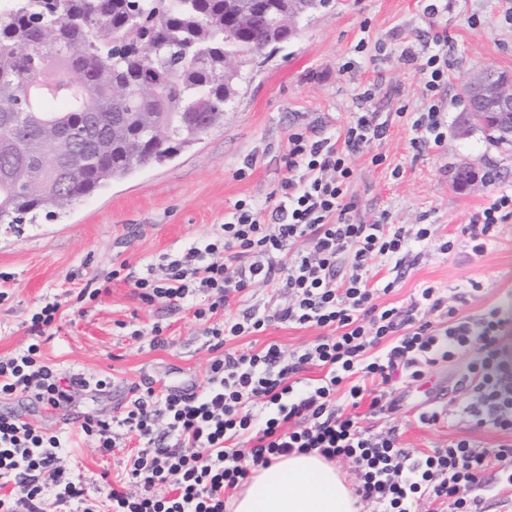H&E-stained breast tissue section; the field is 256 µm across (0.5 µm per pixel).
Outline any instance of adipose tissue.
I'll list each match as a JSON object with an SVG mask.
<instances>
[{
  "mask_svg": "<svg viewBox=\"0 0 512 512\" xmlns=\"http://www.w3.org/2000/svg\"><path fill=\"white\" fill-rule=\"evenodd\" d=\"M357 502L336 466L310 453L256 468L228 507L230 512H358Z\"/></svg>",
  "mask_w": 512,
  "mask_h": 512,
  "instance_id": "adipose-tissue-1",
  "label": "adipose tissue"
}]
</instances>
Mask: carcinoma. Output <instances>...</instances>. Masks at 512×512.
Listing matches in <instances>:
<instances>
[{
	"mask_svg": "<svg viewBox=\"0 0 512 512\" xmlns=\"http://www.w3.org/2000/svg\"><path fill=\"white\" fill-rule=\"evenodd\" d=\"M295 0H11L0 8V224L52 216L224 122ZM238 67L226 68L225 54Z\"/></svg>",
	"mask_w": 512,
	"mask_h": 512,
	"instance_id": "carcinoma-1",
	"label": "carcinoma"
}]
</instances>
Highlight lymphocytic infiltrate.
I'll return each instance as SVG.
<instances>
[{"label":"lymphocytic infiltrate","mask_w":512,"mask_h":512,"mask_svg":"<svg viewBox=\"0 0 512 512\" xmlns=\"http://www.w3.org/2000/svg\"><path fill=\"white\" fill-rule=\"evenodd\" d=\"M401 57L421 75L426 101L399 116L413 147L440 146L448 42L436 37L418 50L408 45ZM370 97L359 94L361 106L339 138L290 134L288 175L265 201L237 200L220 236L170 259L162 276L136 278L141 299L150 303L180 307L196 293L209 296L208 307L193 312L213 340L202 391L150 387L134 391L117 418H85L80 431L100 453L114 451L119 428L148 445L129 456L124 478L105 484L96 497L59 467L62 434L1 412L0 486L11 491L0 495V512H40L49 491L73 512H225L252 468L310 452L351 464L356 493L375 512H415L424 498L432 512H483L484 496L472 489L489 469L495 479L487 494L512 502V442L492 455L468 439L413 451L398 446L395 431L361 424L362 403L378 407L394 385L425 380L433 367L465 355L455 409L433 406L419 413V422L432 427L456 416L512 435V359L500 345L505 321L499 308L459 315L432 285L419 288L405 307L380 301L395 284L375 280V268L402 266L436 240V229L392 223L385 211L368 220L356 216L349 194L354 157L368 151L373 165L385 162L372 150L386 124L368 108ZM510 220L511 188L499 190L464 228L471 252L483 255L498 226ZM257 284L275 289L284 306L272 316L235 313L239 298ZM429 312L445 317V326L426 320ZM274 317L326 334L288 356L275 343L257 351L230 348V341L264 331ZM314 368L319 378L309 377ZM71 385L42 360L38 345L0 360V399L26 393L56 409L68 402Z\"/></svg>","instance_id":"obj_1"}]
</instances>
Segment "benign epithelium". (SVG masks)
I'll use <instances>...</instances> for the list:
<instances>
[{"mask_svg":"<svg viewBox=\"0 0 512 512\" xmlns=\"http://www.w3.org/2000/svg\"><path fill=\"white\" fill-rule=\"evenodd\" d=\"M471 111L467 124L481 127L486 118L508 117L501 132L512 136V75L483 71L466 77Z\"/></svg>","mask_w":512,"mask_h":512,"instance_id":"7a95c632","label":"benign epithelium"}]
</instances>
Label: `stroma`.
Segmentation results:
<instances>
[{
    "label": "stroma",
    "mask_w": 512,
    "mask_h": 512,
    "mask_svg": "<svg viewBox=\"0 0 512 512\" xmlns=\"http://www.w3.org/2000/svg\"><path fill=\"white\" fill-rule=\"evenodd\" d=\"M424 0H328L303 21L296 38L255 67L240 87L224 122L198 143L163 164L114 180L80 198L52 217L32 224H0V359L39 345L44 362L66 375L87 379L72 389L58 410L42 408L20 394L0 400V411L23 413L49 432L77 428L85 417L107 419L124 411L134 387L193 382L204 385L212 357L202 325L192 315L206 306L198 293L189 307L171 308L143 301L133 285L112 280L97 300L82 299L92 278H103L120 264L137 275L159 270L177 255L221 231L237 200H265L286 176L288 137L301 129L322 137L337 136L356 109L362 88L375 89L374 106L392 113L386 137L376 149L386 162L373 166L369 154L354 160L350 189L357 216L389 210L397 224H433L439 238L456 239L450 253L430 243L413 265L379 267L382 280H396L386 302L408 306L417 288L433 285L455 294L463 313L476 315L491 306L512 318V220L500 225L495 244L473 255L462 230L499 189L512 187V146L489 139L480 128L460 133L458 122L467 102L460 84L480 69L512 73V0H447L439 14H424ZM441 36L448 41V131L443 144L417 150L411 131L396 118L400 106L419 110L424 85L413 66L399 56L403 42L415 47ZM401 168L393 178V168ZM480 174L472 187L459 188L457 169ZM47 301L60 305L56 326L38 335L30 319ZM161 327L164 344L152 342ZM322 329L296 328L272 321L260 333L233 340V347L257 350L275 342L285 351L311 344ZM466 358L435 367L429 382L399 387L383 399L369 424L374 430L396 428L404 448H431L466 437L485 450L511 440L508 435L454 419L428 427L417 416L441 390L443 403L460 399L457 381ZM110 381L106 391L92 383ZM120 447L102 455L90 441L62 449L66 473L82 477L89 494L125 475L126 456L140 443L119 432Z\"/></svg>",
    "instance_id": "obj_1"
}]
</instances>
